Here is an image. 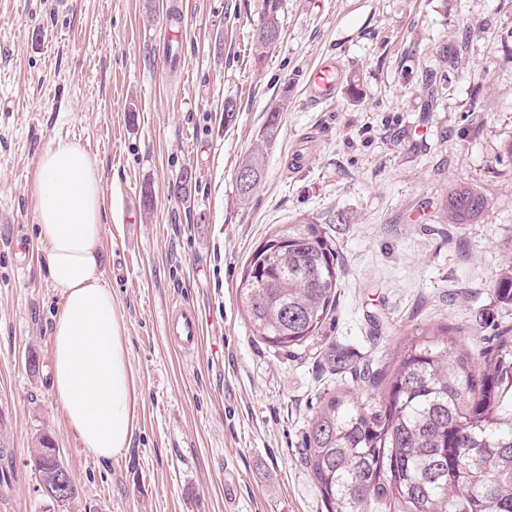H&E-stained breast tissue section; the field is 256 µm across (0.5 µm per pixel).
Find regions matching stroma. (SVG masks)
Here are the masks:
<instances>
[{
  "mask_svg": "<svg viewBox=\"0 0 512 512\" xmlns=\"http://www.w3.org/2000/svg\"><path fill=\"white\" fill-rule=\"evenodd\" d=\"M272 7L282 35L260 58ZM170 25L169 0H0V512H48L43 437L78 487L69 512H329L304 448L320 396L415 327L478 345L512 325L493 291L512 262V0H183L181 39ZM328 58L341 83L316 104L307 80ZM280 102L264 177L240 203L238 166ZM60 138L102 174L105 279L136 384L132 446L107 462L51 388L60 296L31 187ZM455 184L489 199L477 223L444 218ZM300 212L335 241L340 287L318 337L284 351L256 336L239 283ZM175 301L203 314L196 356L164 336ZM331 345L348 371L326 362Z\"/></svg>",
  "mask_w": 512,
  "mask_h": 512,
  "instance_id": "1",
  "label": "stroma"
}]
</instances>
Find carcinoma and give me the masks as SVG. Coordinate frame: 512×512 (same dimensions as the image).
I'll list each match as a JSON object with an SVG mask.
<instances>
[{"instance_id": "carcinoma-1", "label": "carcinoma", "mask_w": 512, "mask_h": 512, "mask_svg": "<svg viewBox=\"0 0 512 512\" xmlns=\"http://www.w3.org/2000/svg\"><path fill=\"white\" fill-rule=\"evenodd\" d=\"M270 5L257 57L280 39ZM285 104L271 108L263 143L273 140ZM261 182L265 155L248 154L238 171ZM468 186L448 190L442 210L450 224H470L489 208ZM288 244L249 257L252 287H240L247 316L262 340L281 349L318 335L334 312L339 256L334 241L307 214L271 237ZM494 293L512 304V263ZM365 391L347 386L320 398L305 433L306 462L332 512H512V327L475 350L446 327L410 334L389 365L362 371ZM36 467L52 464L45 440Z\"/></svg>"}]
</instances>
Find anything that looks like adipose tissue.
<instances>
[{
	"instance_id": "obj_1",
	"label": "adipose tissue",
	"mask_w": 512,
	"mask_h": 512,
	"mask_svg": "<svg viewBox=\"0 0 512 512\" xmlns=\"http://www.w3.org/2000/svg\"><path fill=\"white\" fill-rule=\"evenodd\" d=\"M33 194L49 278L61 297L52 390L81 445L108 461L132 444L137 397L125 325L104 277L101 172L77 144L60 140L41 155Z\"/></svg>"
}]
</instances>
